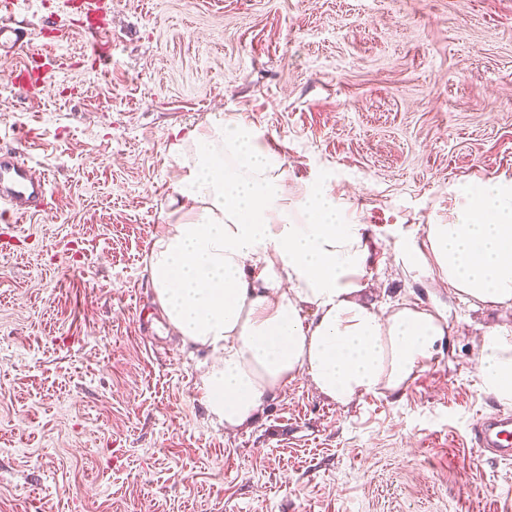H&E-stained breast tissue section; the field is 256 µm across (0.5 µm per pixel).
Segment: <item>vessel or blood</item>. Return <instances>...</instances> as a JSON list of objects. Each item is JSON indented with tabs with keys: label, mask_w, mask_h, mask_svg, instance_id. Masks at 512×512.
<instances>
[{
	"label": "vessel or blood",
	"mask_w": 512,
	"mask_h": 512,
	"mask_svg": "<svg viewBox=\"0 0 512 512\" xmlns=\"http://www.w3.org/2000/svg\"><path fill=\"white\" fill-rule=\"evenodd\" d=\"M25 0H0V55L11 56L27 47L15 19ZM46 198V180L13 151H0V221L38 210ZM478 447L501 461L512 460V416L479 417L473 427Z\"/></svg>",
	"instance_id": "1"
}]
</instances>
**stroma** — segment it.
Masks as SVG:
<instances>
[{"label":"stroma","mask_w":512,"mask_h":512,"mask_svg":"<svg viewBox=\"0 0 512 512\" xmlns=\"http://www.w3.org/2000/svg\"><path fill=\"white\" fill-rule=\"evenodd\" d=\"M18 22L0 148L40 166L49 204L0 223V512H512V463L468 438L500 408L476 353L512 305L471 307L395 260L454 220L461 185L512 180V0H112L108 72L76 0ZM216 112L283 157L290 192L343 191L368 301L445 310L449 344L403 393L342 405L300 375L227 428L200 390L210 353L139 334L170 141Z\"/></svg>","instance_id":"35a3bbf8"}]
</instances>
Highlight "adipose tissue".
Returning a JSON list of instances; mask_svg holds the SVG:
<instances>
[{"instance_id": "1", "label": "adipose tissue", "mask_w": 512, "mask_h": 512, "mask_svg": "<svg viewBox=\"0 0 512 512\" xmlns=\"http://www.w3.org/2000/svg\"><path fill=\"white\" fill-rule=\"evenodd\" d=\"M186 163L172 224L153 242L146 270L155 300L183 343L210 350L201 376L210 414L252 421L264 400L299 374L329 400L400 394L451 336L439 313L405 302L378 311L365 288L362 227L344 219L327 185L288 191V170L246 121L212 116L175 136ZM454 223L425 225L396 256L466 300L512 305V182L461 187ZM484 391L512 404V335L490 327L478 354Z\"/></svg>"}]
</instances>
